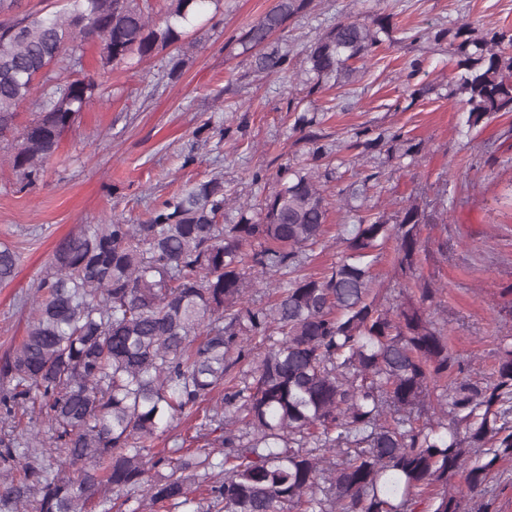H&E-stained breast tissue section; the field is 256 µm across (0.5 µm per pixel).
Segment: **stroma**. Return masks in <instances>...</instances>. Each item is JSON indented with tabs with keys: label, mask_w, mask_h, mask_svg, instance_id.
Listing matches in <instances>:
<instances>
[{
	"label": "stroma",
	"mask_w": 512,
	"mask_h": 512,
	"mask_svg": "<svg viewBox=\"0 0 512 512\" xmlns=\"http://www.w3.org/2000/svg\"><path fill=\"white\" fill-rule=\"evenodd\" d=\"M274 3L224 0L181 43L105 76L95 45H86L83 72L101 77L104 95L80 112L34 185L20 187L8 162L13 144L0 140V246L19 255L13 279L0 284V358L25 336L35 284L60 241L113 216L142 223L185 182L213 176L230 203L257 204L281 169L310 162L312 146L293 128L303 113L337 166L325 184V237L306 272L336 262L352 193L364 214L390 219L414 202L429 212L447 202L446 223L424 225L413 269L386 248L376 286L387 304L403 291L419 298L417 283L435 287L427 314L473 376L490 379L500 338L512 336V112L468 125L450 94L455 58L433 37L461 22L479 33L512 28V0H312L278 42L287 68L266 75L252 70L237 38ZM376 15L389 17L390 32L359 78L310 88L308 46L337 21ZM361 130L423 150L402 167L385 150L355 147ZM465 500L470 512L483 503L512 512V460Z\"/></svg>",
	"instance_id": "35a3bbf8"
}]
</instances>
